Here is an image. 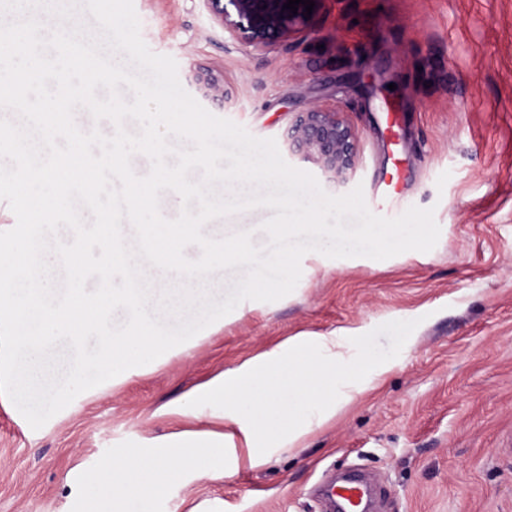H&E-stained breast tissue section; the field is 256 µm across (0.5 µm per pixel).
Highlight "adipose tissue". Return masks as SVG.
I'll use <instances>...</instances> for the list:
<instances>
[{"instance_id":"1","label":"adipose tissue","mask_w":512,"mask_h":512,"mask_svg":"<svg viewBox=\"0 0 512 512\" xmlns=\"http://www.w3.org/2000/svg\"><path fill=\"white\" fill-rule=\"evenodd\" d=\"M346 336L289 338L198 386L187 398L157 409L173 421L207 417L208 430H184L151 451L118 448L80 475L84 512H123L125 500H156L185 474L220 479L224 451L241 448L261 463L268 448H293L312 423L326 422L368 390L383 368L356 371Z\"/></svg>"}]
</instances>
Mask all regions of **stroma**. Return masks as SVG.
<instances>
[{"label":"stroma","mask_w":512,"mask_h":512,"mask_svg":"<svg viewBox=\"0 0 512 512\" xmlns=\"http://www.w3.org/2000/svg\"><path fill=\"white\" fill-rule=\"evenodd\" d=\"M149 49L220 72L226 100L204 104L288 150V125L315 104L359 134L354 184L370 211L433 209L428 252L386 260H301L294 291L247 300L190 355L72 401L40 429L0 399V512H82L67 472L162 438L155 411L302 332L358 337L360 363L390 365L373 390L257 466L225 456L220 480L187 478L151 512H322L335 471L365 466L381 512H512V0H327L314 29L257 52L225 37L203 0H134ZM396 172L397 200L378 184ZM259 207L211 221L215 237L252 231Z\"/></svg>","instance_id":"35a3bbf8"}]
</instances>
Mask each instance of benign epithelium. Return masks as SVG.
Wrapping results in <instances>:
<instances>
[{"mask_svg": "<svg viewBox=\"0 0 512 512\" xmlns=\"http://www.w3.org/2000/svg\"><path fill=\"white\" fill-rule=\"evenodd\" d=\"M214 25L228 38L256 51L305 33L314 26L326 0H314L310 18L305 7L293 13L284 8L287 0H203ZM193 80L205 98H226L224 81L210 71L197 72ZM288 152H299L311 161L328 181L346 185L356 172L357 132L336 108L318 104L300 112L288 129Z\"/></svg>", "mask_w": 512, "mask_h": 512, "instance_id": "1", "label": "benign epithelium"}]
</instances>
